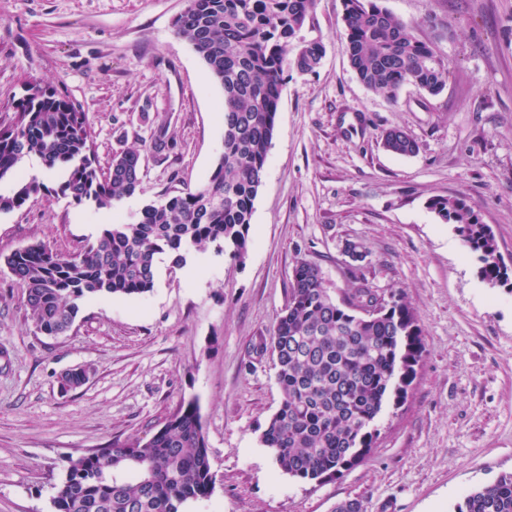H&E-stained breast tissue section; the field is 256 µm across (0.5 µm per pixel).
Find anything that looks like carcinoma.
Wrapping results in <instances>:
<instances>
[{
  "instance_id": "obj_1",
  "label": "carcinoma",
  "mask_w": 512,
  "mask_h": 512,
  "mask_svg": "<svg viewBox=\"0 0 512 512\" xmlns=\"http://www.w3.org/2000/svg\"><path fill=\"white\" fill-rule=\"evenodd\" d=\"M343 37L350 67L370 91L396 99L405 85L432 95L448 81V65L414 28L377 4L343 0ZM315 0H187L174 19L184 38L224 91L223 150L206 183L146 205L133 222L111 224L78 254L64 256L43 243L5 258L26 286L37 332L64 334L80 304L102 296L150 292L159 254L184 259L211 244L247 252L254 200L263 182L285 70L313 72L324 48L301 35ZM86 113L56 89L27 83L9 123H0V213L49 191L18 165L26 157L62 173L57 192L71 203L111 208L141 188V155L125 151L107 171L93 165ZM387 151L408 156L418 145L399 128L383 137ZM455 225L464 248L491 284L508 280L490 228L463 198L430 202ZM282 394L261 432L279 468L301 481L320 482L354 466L369 452L375 421L388 401L403 402L424 352L414 310L400 296L385 298L363 279L342 301L325 287L319 268L296 261L288 303L269 342ZM214 488L196 401L182 405L151 437L112 444L68 460L54 486V512H181ZM455 512H512V473L465 495Z\"/></svg>"
}]
</instances>
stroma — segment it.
<instances>
[{"mask_svg": "<svg viewBox=\"0 0 512 512\" xmlns=\"http://www.w3.org/2000/svg\"><path fill=\"white\" fill-rule=\"evenodd\" d=\"M448 64L444 90L366 89L342 36V0H316L302 34L312 73L285 72L247 253L157 259L139 297L81 303L61 336L37 332L3 259L43 242L80 253L105 225L205 183L222 152L224 92L173 27L186 0H0V119L26 82L66 94L100 170L141 152V188L110 210L47 192L0 215V512H53L69 457L149 438L197 400L215 485L183 512H455L512 472V280L493 285L428 204L463 198L512 269V0H380ZM398 127L416 154L385 150ZM354 242L365 253L351 261ZM344 297L354 279L414 308L425 352L404 403H387L364 459L321 482L283 473L259 441L282 400L265 350L297 259ZM87 381L64 392L68 370Z\"/></svg>", "mask_w": 512, "mask_h": 512, "instance_id": "stroma-1", "label": "stroma"}]
</instances>
